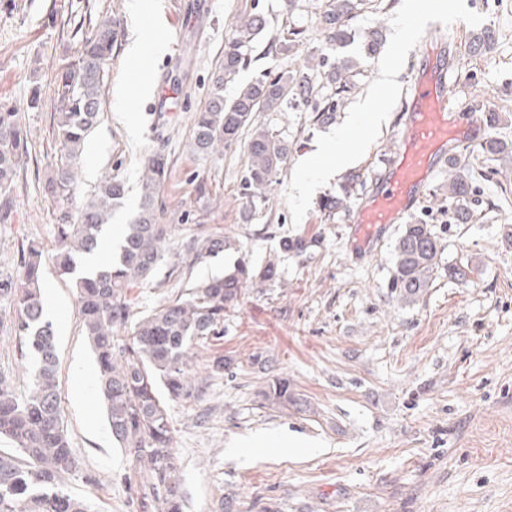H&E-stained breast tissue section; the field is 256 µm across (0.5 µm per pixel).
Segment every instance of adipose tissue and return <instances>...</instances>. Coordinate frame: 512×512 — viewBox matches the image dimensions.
Returning a JSON list of instances; mask_svg holds the SVG:
<instances>
[{
	"label": "adipose tissue",
	"mask_w": 512,
	"mask_h": 512,
	"mask_svg": "<svg viewBox=\"0 0 512 512\" xmlns=\"http://www.w3.org/2000/svg\"><path fill=\"white\" fill-rule=\"evenodd\" d=\"M384 115L374 99H367L358 112L353 113L350 127L338 134L332 143L321 146L317 152L304 157L298 167L295 189L300 195H308L315 177L340 172L347 168L380 127Z\"/></svg>",
	"instance_id": "adipose-tissue-1"
}]
</instances>
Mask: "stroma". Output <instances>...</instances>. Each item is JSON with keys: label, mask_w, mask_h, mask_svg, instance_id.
Segmentation results:
<instances>
[{"label": "stroma", "mask_w": 512, "mask_h": 512, "mask_svg": "<svg viewBox=\"0 0 512 512\" xmlns=\"http://www.w3.org/2000/svg\"><path fill=\"white\" fill-rule=\"evenodd\" d=\"M129 0H0V98L15 105L26 127L29 157L15 183L10 221L0 224V273H16L23 248L37 242L49 257L56 204L43 183L57 159L53 91L60 65L75 54L105 16L119 24L118 42L106 68L104 112L90 136L74 204H82L109 175L128 193L112 217L130 223L138 210L141 160L163 151L171 175L160 198L168 216L190 213L181 234L225 235L235 249L196 262L192 276L222 275L239 258L255 266L274 262L272 281L245 288L239 306L224 317V337L212 346L230 368L190 403L169 405L183 512H512V0H444L412 42L399 43L409 17L407 0H363L341 45L327 43L321 15L328 0H146L131 21ZM260 12L269 34L302 32L291 55L257 46L250 67L224 86L225 98L262 73L302 66L320 55L352 60V90L332 119L319 120L301 104L262 112L257 121L291 152L264 204L249 210L241 184L247 167L245 142L223 156L201 157L189 149L191 122L211 93V76L224 58L233 26ZM380 29L379 54L366 56L363 35ZM494 30L491 51L468 56L473 34ZM151 30L166 33L162 53L140 61L157 87L150 97H130L117 108L115 83L132 63L125 49ZM446 42L453 64L448 94L459 106L486 113L502 108L488 135L505 143L490 163V179L472 184L464 202L467 223L448 201V173L440 171L424 190L412 220L435 225L444 251L432 285L411 305L391 287L392 253L400 225L386 233L376 253L355 259L349 221L365 202L397 146L410 105V88L425 66L428 38ZM394 63L389 96H380L387 63ZM43 105L27 106L32 82ZM377 97L386 119L365 150L331 180L301 200L294 189L298 164L348 123L352 112ZM359 178L349 208L324 212L323 201L343 197ZM210 193L198 197L196 185ZM252 219H245V211ZM303 237L309 248L283 252L284 237ZM464 277L450 276L452 268ZM181 276L165 263L151 283L132 288L133 314L141 316L167 295ZM43 282L52 290L45 313L54 325L60 361L64 426L80 470L65 484L88 499L94 512H140L139 480L129 458L112 439L96 391L76 396L72 370L97 367L84 336L75 282L46 262ZM9 306L0 307V375L16 393L31 378L8 331ZM286 377L303 409L279 410L260 393L274 376ZM289 431L303 448H247L258 434Z\"/></svg>", "instance_id": "1"}]
</instances>
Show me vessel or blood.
<instances>
[{
  "mask_svg": "<svg viewBox=\"0 0 512 512\" xmlns=\"http://www.w3.org/2000/svg\"><path fill=\"white\" fill-rule=\"evenodd\" d=\"M428 73L411 87L408 121L398 149L380 176L371 197L352 217V251L377 247L387 230L402 223L417 204L424 186L452 159L459 148L483 142L486 126L477 112L456 108L448 94V55L442 42L429 40Z\"/></svg>",
  "mask_w": 512,
  "mask_h": 512,
  "instance_id": "vessel-or-blood-1",
  "label": "vessel or blood"
}]
</instances>
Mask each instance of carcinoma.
I'll list each match as a JSON object with an SVG mask.
<instances>
[{"mask_svg": "<svg viewBox=\"0 0 512 512\" xmlns=\"http://www.w3.org/2000/svg\"><path fill=\"white\" fill-rule=\"evenodd\" d=\"M356 0H330L322 15L330 43L343 44L352 36ZM267 19L252 13L233 25L224 48V61L213 74L205 107L195 113L189 142L198 156L223 154L224 147L248 133V170L243 184L250 206L264 201L279 169L288 159V143L255 122L258 112H275L292 100L315 102L319 118H331L350 92L348 60L322 57L325 83L334 95L319 97L313 83L315 67L264 76L224 98L230 81L253 61L254 45L262 41ZM301 31L288 29L271 43L288 55ZM495 35L483 32L470 41L474 54L491 50ZM116 44L115 22L105 18L86 39L83 49L62 60L54 98V120L59 146L57 162L44 191L57 203L54 235L55 262L61 272L74 275L77 260L98 253L115 209L125 197L124 181L107 176L93 197L75 208L72 197L79 183V162L85 140L103 112V79ZM29 154L26 132L16 107L0 101V198L12 191L21 163ZM169 172L168 158L150 152L144 161L137 214L125 226L117 258L96 272H82L75 287L82 327L95 354L97 391L104 403L112 437L135 463L140 478L142 512H181V475L176 464L173 431L165 398L188 402L198 398L210 382L228 369L224 356L206 361L205 376L194 362L195 350L224 337V315L237 307L242 290L276 277L273 264L254 267L244 259L222 277L187 281L176 295L165 299L137 321H131L130 289L153 278L171 253L177 225L164 222L159 196ZM485 176L484 166L453 171L448 201L467 195L473 176ZM227 236L192 234L180 250L194 261L228 250ZM442 241L435 225L424 221L404 225L393 253V288L401 302H416L439 267ZM43 251L29 245L16 274L0 278V302L12 306L10 330L18 340L20 357L36 368L29 391L20 396L0 376V437L14 451H0V512H91L86 499L64 491L66 478L77 469L60 409L59 361L52 323L45 318L42 297ZM264 400L286 406L296 402L288 378L276 376L262 392Z\"/></svg>", "mask_w": 512, "mask_h": 512, "instance_id": "carcinoma-1", "label": "carcinoma"}]
</instances>
